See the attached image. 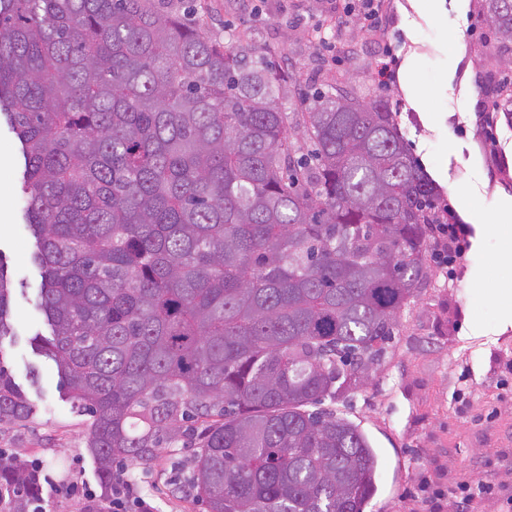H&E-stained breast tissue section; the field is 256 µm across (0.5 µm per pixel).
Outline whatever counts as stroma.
Here are the masks:
<instances>
[{
  "mask_svg": "<svg viewBox=\"0 0 512 512\" xmlns=\"http://www.w3.org/2000/svg\"><path fill=\"white\" fill-rule=\"evenodd\" d=\"M352 0H154L158 9L188 15L211 39L241 37L271 50L296 81L285 101L298 112L316 92L341 86L370 100L402 101L396 119L412 154L471 230V247L452 270L427 256L428 283L404 309L382 360L337 410L367 437L378 458L377 492L367 512H426L412 499L421 481L446 488L464 476H490L498 486L475 512H512V325L498 297L479 302L478 285L495 287L511 271L498 258L505 242L491 231L512 205V120L497 113L483 127L480 113L496 96L505 51L482 12L483 0H440L435 16L415 0H388L380 31L353 14ZM322 28L327 41L310 38ZM342 40L354 54L330 46ZM416 57L421 99L401 80L381 84L387 52ZM24 159L8 124L0 125V262L11 280V334L0 337V362L25 393L30 414L0 424V455L41 467L58 483L98 486L87 447V415L78 413L54 362L35 348L51 328L36 300L41 277L32 261L35 240L23 219ZM184 442L164 446L148 463L130 465L154 512H204L172 481L190 465Z\"/></svg>",
  "mask_w": 512,
  "mask_h": 512,
  "instance_id": "obj_1",
  "label": "stroma"
}]
</instances>
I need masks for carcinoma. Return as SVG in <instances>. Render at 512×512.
Returning <instances> with one entry per match:
<instances>
[{
  "mask_svg": "<svg viewBox=\"0 0 512 512\" xmlns=\"http://www.w3.org/2000/svg\"><path fill=\"white\" fill-rule=\"evenodd\" d=\"M484 6L512 45V0ZM290 80L150 0H0L44 350L92 418L105 498L116 462L180 438L205 512H365L376 492L367 438L320 405L382 357L452 214L383 97L290 114ZM10 285L0 263V336ZM28 415L0 364V422Z\"/></svg>",
  "mask_w": 512,
  "mask_h": 512,
  "instance_id": "obj_1",
  "label": "carcinoma"
}]
</instances>
